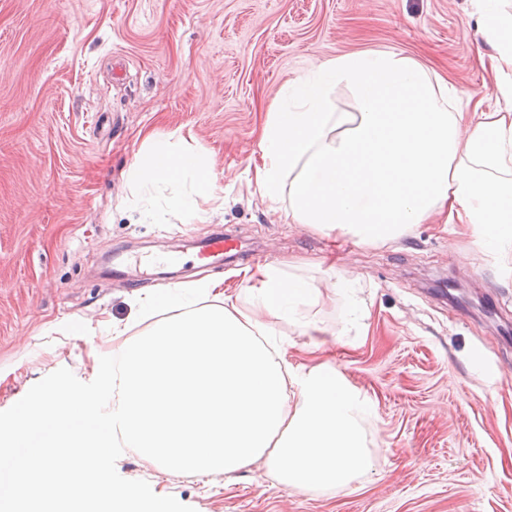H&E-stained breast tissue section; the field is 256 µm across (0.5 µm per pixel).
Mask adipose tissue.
<instances>
[{
  "mask_svg": "<svg viewBox=\"0 0 512 512\" xmlns=\"http://www.w3.org/2000/svg\"><path fill=\"white\" fill-rule=\"evenodd\" d=\"M475 6L497 46L487 110L461 111L454 87L393 51L328 59L285 86L289 105L262 128L253 178L289 223L376 245L436 219L465 228L478 252L512 261V15L495 0ZM339 86L358 112L334 110ZM146 143L125 173L140 215L150 188L194 219L223 209L212 160L169 136ZM323 300L274 262L238 297L218 281L141 297L139 334L105 319L111 363L89 351L86 378L43 387L8 424L13 466L0 512H72L102 499L110 512H130L136 498L162 506L155 492L113 481L105 459L117 439L166 472L201 478L263 459L291 492L349 489L372 467L361 401L334 367L291 368L271 341L285 319L301 335L318 333L298 309Z\"/></svg>",
  "mask_w": 512,
  "mask_h": 512,
  "instance_id": "1",
  "label": "adipose tissue"
}]
</instances>
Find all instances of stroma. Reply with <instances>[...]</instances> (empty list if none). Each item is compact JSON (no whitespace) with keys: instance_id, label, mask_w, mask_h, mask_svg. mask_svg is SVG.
I'll use <instances>...</instances> for the list:
<instances>
[{"instance_id":"35a3bbf8","label":"stroma","mask_w":512,"mask_h":512,"mask_svg":"<svg viewBox=\"0 0 512 512\" xmlns=\"http://www.w3.org/2000/svg\"><path fill=\"white\" fill-rule=\"evenodd\" d=\"M474 0H0V417L34 384L89 365L69 320L123 322L173 281L242 286L244 268L199 266L215 230L325 292L304 308L325 331H274L293 367L326 363L359 393L373 457L351 489L296 494L265 461L197 479L120 449L114 479L172 512H512V276L448 224L395 243L329 240L289 223L255 188L269 112L326 59L392 50L487 109L493 54ZM208 155L224 212L140 219L122 173L153 132ZM178 253L167 272L149 261Z\"/></svg>"}]
</instances>
